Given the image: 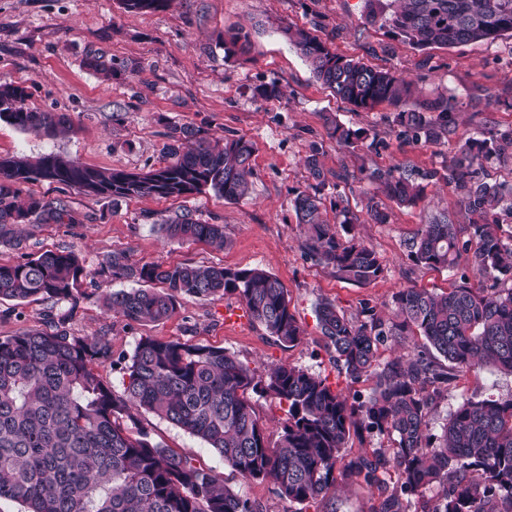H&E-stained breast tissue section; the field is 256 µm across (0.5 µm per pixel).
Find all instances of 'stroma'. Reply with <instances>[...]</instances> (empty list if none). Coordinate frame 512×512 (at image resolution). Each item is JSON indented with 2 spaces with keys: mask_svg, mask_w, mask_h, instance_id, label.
I'll use <instances>...</instances> for the list:
<instances>
[{
  "mask_svg": "<svg viewBox=\"0 0 512 512\" xmlns=\"http://www.w3.org/2000/svg\"><path fill=\"white\" fill-rule=\"evenodd\" d=\"M368 13L366 0H173L166 10L141 14L125 12L120 0H0V83L26 87L30 109L64 113L71 120L70 132L54 138L0 122V157L34 158L54 151L91 167L147 171L164 165L166 133L174 123L254 145L251 192L238 201L210 191L102 198L56 183L27 184L25 194L64 204L76 221L23 225V250L0 246V262H16L25 252L65 250L75 252L91 270L119 251L139 263L260 266L282 281L305 330L303 340L288 348L274 344L254 322L225 325V309L239 304L233 295L208 301L185 296L171 319L131 323L106 311L94 296L98 289H130L131 281L100 277L86 285L88 297L74 309L44 300L1 301L0 338L45 328L51 316L64 318L71 335L108 341L112 360L99 373L118 392L139 339L154 336L224 347L260 375L271 364L289 363L326 377L346 396L368 395L370 383H350L325 349L314 313L317 303L327 299L355 315L366 302L387 313L401 288L448 290L458 272L414 264L403 246L437 212L461 209L452 187L428 173L444 171L465 140L512 129V40L419 49ZM288 26L309 29L337 53L411 80L415 92L406 108L455 96V133L433 144L418 142L395 123L393 106L353 111L315 79L282 35ZM228 30L250 33L245 55L225 59L219 38ZM94 50L111 59L110 79L89 67ZM272 83L279 88L278 97H256V88ZM328 114L376 139V147L336 143L328 135ZM313 146L319 147L326 170L344 169L350 175L345 183L328 182L324 196L343 197L354 211H361L366 196L375 192L368 175L376 168L411 172L424 188L415 206L387 202L388 223L355 226L356 236L383 260V273L370 284L341 279L300 247L302 229L293 199L310 183L303 159ZM185 213L223 225L228 246L218 250L167 240L160 218ZM511 398L512 374L484 366L459 377L435 402L430 429L440 434L450 412L465 401ZM141 422L154 439L193 453L199 463L223 475L229 487L262 503L266 512L380 508L376 490L352 481L322 501L299 507L277 497L268 483L242 481L216 451L170 422L151 414Z\"/></svg>",
  "mask_w": 512,
  "mask_h": 512,
  "instance_id": "stroma-1",
  "label": "stroma"
}]
</instances>
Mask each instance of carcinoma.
Instances as JSON below:
<instances>
[{"label":"carcinoma","mask_w":512,"mask_h":512,"mask_svg":"<svg viewBox=\"0 0 512 512\" xmlns=\"http://www.w3.org/2000/svg\"><path fill=\"white\" fill-rule=\"evenodd\" d=\"M131 13L166 9L171 0H122ZM384 22L418 48L512 38V0H390ZM284 36L309 63L316 79L356 109L399 106L412 84L388 70L349 59L303 28ZM224 58L247 51L250 35L224 32ZM27 88L0 84V121L22 131L51 136L68 118L26 106ZM456 98L438 97L402 110L394 122L417 140L436 143L455 129ZM330 135L354 146L363 132L339 123ZM166 165L146 172L94 168L55 152L34 159L0 157V245L18 248L20 224H75L65 206L27 196L22 185L46 180L105 197L181 196L212 190L238 201L250 193L253 144L243 138H209L190 125L167 133ZM488 164L512 167V129L470 138L451 158L444 178L465 210L466 226L443 211L405 242L417 265L457 269L460 262L492 282L474 286L460 276L446 293L406 287L393 296V317L368 305L348 316L330 301L316 308L324 346L352 383L373 381L370 394L350 402L326 379L290 364H273L257 375L224 348L191 340L143 337L127 366L123 392L108 385L96 366L112 358L95 338L70 335L65 321L26 329L0 339V500L24 512H264L262 505L232 490L224 477L153 439L139 415L151 413L180 427L217 451L243 481H269L281 499L316 502L351 475L379 491L378 512H512V399L469 400L452 411L441 435L429 432V414L439 395L459 377L491 364L512 373V182L490 177ZM304 166L313 183L293 205L303 227L302 248L347 281L365 285L384 271L376 250L351 234L360 217L333 203L340 226L322 218V190L329 182L319 149ZM369 178L402 206L417 204L420 186L411 175L376 169ZM366 215L386 224L389 212L377 194L367 196ZM168 239L224 248V226L181 218L161 224ZM114 279L140 284L106 293L103 305L129 322L170 319L180 297L235 295L252 321L284 347L305 335L290 309L288 292L262 268L222 265L139 264L114 252L101 266ZM94 276L65 250L24 254L0 263V300L43 297L75 309L89 294ZM143 284H159L148 291ZM410 336L424 340L407 355L380 359L379 346L400 347ZM287 406L278 446H269L267 427L247 393ZM391 437V450L345 449L361 431ZM397 475L394 485L386 477ZM437 493L426 498L430 489Z\"/></svg>","instance_id":"1"}]
</instances>
